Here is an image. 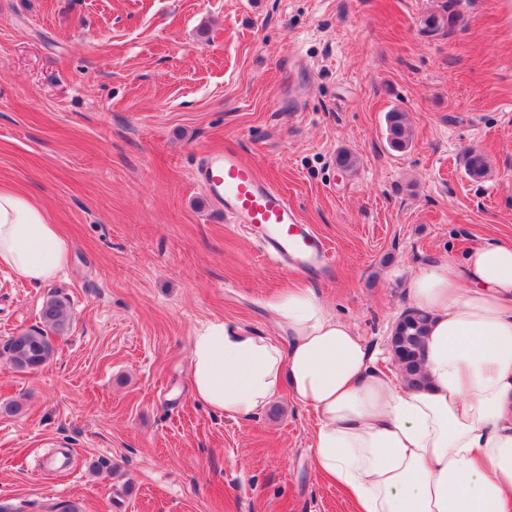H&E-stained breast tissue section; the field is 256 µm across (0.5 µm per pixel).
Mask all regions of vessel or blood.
<instances>
[{"instance_id":"vessel-or-blood-1","label":"vessel or blood","mask_w":512,"mask_h":512,"mask_svg":"<svg viewBox=\"0 0 512 512\" xmlns=\"http://www.w3.org/2000/svg\"><path fill=\"white\" fill-rule=\"evenodd\" d=\"M193 177L227 218L258 237L271 261L313 278L332 270L334 257L326 240L235 149L208 153L196 164Z\"/></svg>"}]
</instances>
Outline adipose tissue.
<instances>
[{
	"label": "adipose tissue",
	"mask_w": 512,
	"mask_h": 512,
	"mask_svg": "<svg viewBox=\"0 0 512 512\" xmlns=\"http://www.w3.org/2000/svg\"><path fill=\"white\" fill-rule=\"evenodd\" d=\"M69 258L45 210L0 188V265L46 283ZM407 288L430 317L421 385L377 368L348 322L309 289L289 288L271 304L288 345L225 322L197 332L194 396L244 417L289 389L318 415L317 471L357 512H512V245L474 244Z\"/></svg>",
	"instance_id": "ef3b65f1"
}]
</instances>
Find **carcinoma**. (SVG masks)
Masks as SVG:
<instances>
[{
    "instance_id": "cac0c4a2",
    "label": "carcinoma",
    "mask_w": 512,
    "mask_h": 512,
    "mask_svg": "<svg viewBox=\"0 0 512 512\" xmlns=\"http://www.w3.org/2000/svg\"><path fill=\"white\" fill-rule=\"evenodd\" d=\"M455 3L456 0H448V10L444 14L430 16L427 29L438 32L452 28L459 19V13L454 9ZM386 125L390 146L396 151L405 149L410 140L407 113L398 110L387 113ZM466 171L475 180L484 177L487 173L485 157L478 152L468 153ZM40 320L43 328L29 329L11 336L4 346L12 366L19 371L38 370L53 357L51 335L64 336L70 329L69 301L57 295L47 297L40 309ZM427 322L426 314L409 310L396 323L391 336L393 360L409 386L418 383L417 370L424 357Z\"/></svg>"
}]
</instances>
